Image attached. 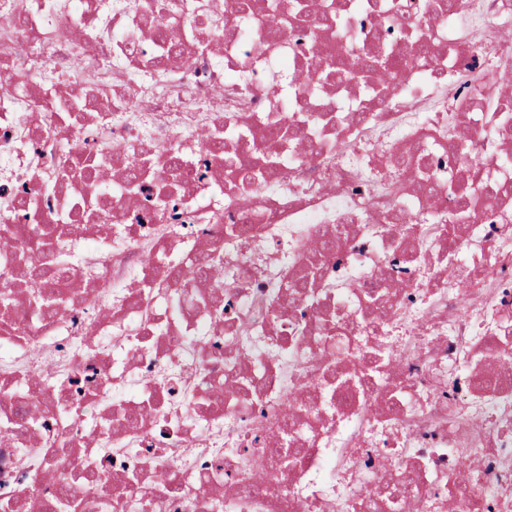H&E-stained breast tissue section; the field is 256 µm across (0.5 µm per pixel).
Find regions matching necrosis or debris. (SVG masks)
<instances>
[{"label":"necrosis or debris","instance_id":"4bbe7bcc","mask_svg":"<svg viewBox=\"0 0 512 512\" xmlns=\"http://www.w3.org/2000/svg\"><path fill=\"white\" fill-rule=\"evenodd\" d=\"M163 2L0 0V225L26 231L0 253V418L32 424L0 438V506L87 504L96 474L144 512H371L410 467L401 512H512V169L488 152L512 146V0H340L318 30L316 8L278 27L263 0ZM378 49L381 97L339 81ZM101 135L153 179L98 160ZM64 159L100 179L50 191ZM63 240L104 264L23 318L17 252L48 279ZM200 253L224 274L174 310L169 267ZM341 331L370 362L278 360ZM245 453L267 475L242 493Z\"/></svg>","mask_w":512,"mask_h":512}]
</instances>
